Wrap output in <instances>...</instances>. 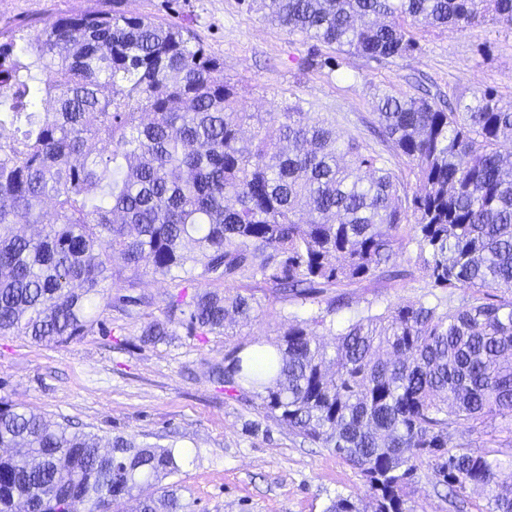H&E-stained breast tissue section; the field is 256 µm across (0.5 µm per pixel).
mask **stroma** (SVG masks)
I'll list each match as a JSON object with an SVG mask.
<instances>
[{
    "label": "stroma",
    "mask_w": 512,
    "mask_h": 512,
    "mask_svg": "<svg viewBox=\"0 0 512 512\" xmlns=\"http://www.w3.org/2000/svg\"><path fill=\"white\" fill-rule=\"evenodd\" d=\"M110 6V0H11L0 12V29L33 36L59 15ZM122 7L192 26L207 52L223 64L243 111L279 112L300 103L304 111L328 119L339 139L356 137L384 150L391 169L412 190L417 184L409 179L406 159L367 128L378 92L423 96L438 104L492 87L512 100V29L490 18L465 28L420 24L415 52L374 62L325 44L312 49L301 35L270 22L260 0L250 7L239 0H123ZM314 50L322 65L312 69L308 58ZM414 255L411 244L397 255L409 276L383 277L353 289L338 320L369 308L427 301L429 279L412 264ZM174 289V281L143 268L134 284L118 283L115 291L145 296L149 303L130 318L107 311L111 335L96 330L59 345L0 336V399L52 422L70 420L105 438L176 444L185 455L178 479L196 512H325L339 498L366 504L369 487L358 469L329 449L301 444L291 428L267 420L249 394L225 391L211 378L213 366L236 347L276 340L285 316L308 319L314 305L281 298L260 283L253 290L259 303L253 319L231 326L227 334L202 343L180 328L167 342L143 344V326L162 319L164 301ZM467 501L465 510H458L431 460L424 458L417 463L404 508H487L478 494H469Z\"/></svg>",
    "instance_id": "obj_1"
}]
</instances>
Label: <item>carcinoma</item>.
<instances>
[{"label":"carcinoma","instance_id":"cac0c4a2","mask_svg":"<svg viewBox=\"0 0 512 512\" xmlns=\"http://www.w3.org/2000/svg\"><path fill=\"white\" fill-rule=\"evenodd\" d=\"M261 2L306 40L376 61L416 51L419 23L491 12L512 27V0ZM121 3L60 15L33 38L0 31V128L13 131L0 142V336L61 344L107 331L99 308L143 300L98 301L145 259L184 283L143 329L153 343L250 321L255 296L222 286L269 283L318 313L285 317L280 338L239 347L213 377L248 386L265 417L360 469L368 506L339 498L327 512H404L424 456L452 493L512 512L500 460L472 439L489 418L512 421V102L491 88L446 109L377 95L370 130L407 159L411 194L381 153L297 104L241 111L188 26ZM21 222L41 232L22 236ZM405 241L431 286L464 291L462 303L437 296L336 323L345 288L404 275ZM195 281L209 287L190 294ZM310 322L335 337V355ZM460 425L469 439L453 444ZM0 448L16 449L0 454V512H194L167 482L183 462L173 445L105 441L0 400Z\"/></svg>","mask_w":512,"mask_h":512}]
</instances>
